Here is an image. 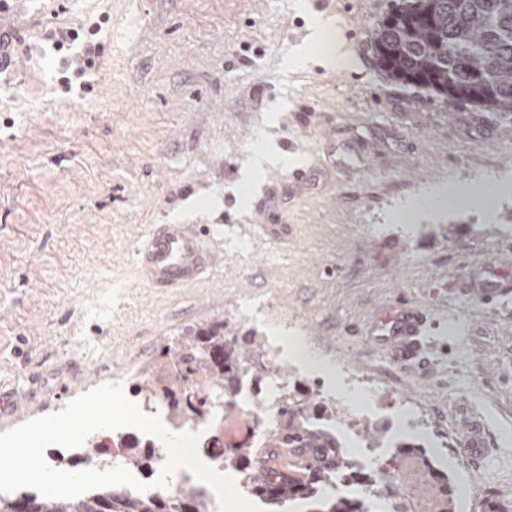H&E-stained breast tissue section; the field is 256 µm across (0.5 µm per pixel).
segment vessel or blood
Here are the masks:
<instances>
[{
  "label": "vessel or blood",
  "mask_w": 512,
  "mask_h": 512,
  "mask_svg": "<svg viewBox=\"0 0 512 512\" xmlns=\"http://www.w3.org/2000/svg\"><path fill=\"white\" fill-rule=\"evenodd\" d=\"M217 257L203 243L200 235L186 224H163L136 250V267L140 279L154 288H187L200 282L216 265ZM495 275L470 282L475 300L493 305L512 295V274L507 273V259H498ZM429 312L404 298L373 309L363 320L365 336L387 350L392 362L411 370L429 352L424 328ZM460 437L457 454L463 461L476 464L488 453V435L483 424L459 407ZM311 449L288 445L274 449L262 461L263 466L288 472L294 479L305 476Z\"/></svg>",
  "instance_id": "1"
}]
</instances>
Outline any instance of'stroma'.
I'll return each mask as SVG.
<instances>
[{
	"mask_svg": "<svg viewBox=\"0 0 512 512\" xmlns=\"http://www.w3.org/2000/svg\"><path fill=\"white\" fill-rule=\"evenodd\" d=\"M23 0L0 67V432L64 408L103 383L143 403L163 371L161 347L191 326L222 321L272 335L298 320L308 349L341 384L310 369L292 392L339 403L390 389L400 415L381 443L416 445L452 478L454 512H512V299L486 307L456 293L432 315L447 346L411 374L363 336L371 307L426 304L434 276L464 280L512 252L498 216L419 213L421 231L392 215L430 186L512 169V113L489 112L393 82L372 37L392 0ZM332 17L361 61L290 72L311 15ZM74 28L99 43V65L71 76L70 51L49 34ZM288 156L250 188L258 144ZM307 173L292 176L294 169ZM208 224L220 261L199 284L150 288L133 252L162 224ZM273 312L248 322L242 304ZM482 418L490 453L471 468L456 453L457 406ZM477 496H469V488Z\"/></svg>",
	"mask_w": 512,
	"mask_h": 512,
	"instance_id": "obj_1",
	"label": "stroma"
}]
</instances>
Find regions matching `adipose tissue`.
Masks as SVG:
<instances>
[{"mask_svg": "<svg viewBox=\"0 0 512 512\" xmlns=\"http://www.w3.org/2000/svg\"><path fill=\"white\" fill-rule=\"evenodd\" d=\"M335 23L332 19L316 17L309 28L303 46L284 61L285 68L298 69L307 66L311 59H319L328 69L351 71L359 67L360 61L354 52L341 40L335 39ZM458 202L489 208L490 199L484 188L471 185L448 184L429 196L404 201L398 208V215H406L424 206H438L444 202ZM164 436L173 447V461L165 474L167 481H177L182 475H190L198 485L214 495L224 493V476L215 471L206 457L193 449V440L184 431H165Z\"/></svg>", "mask_w": 512, "mask_h": 512, "instance_id": "1", "label": "adipose tissue"}]
</instances>
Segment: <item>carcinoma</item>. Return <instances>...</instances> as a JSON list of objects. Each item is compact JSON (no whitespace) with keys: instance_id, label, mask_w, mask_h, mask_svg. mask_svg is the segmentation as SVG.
<instances>
[{"instance_id":"obj_1","label":"carcinoma","mask_w":512,"mask_h":512,"mask_svg":"<svg viewBox=\"0 0 512 512\" xmlns=\"http://www.w3.org/2000/svg\"><path fill=\"white\" fill-rule=\"evenodd\" d=\"M377 66L396 82L430 89L447 95L448 87L461 92L460 100L494 112H512V0H396L378 22L373 36ZM186 345L165 346L161 356L174 358L179 368L177 384L167 391L172 413L194 422L207 413L212 403L182 387L194 375L208 378L214 390H237L240 377L270 370L252 347V331L244 333L217 322L192 329ZM308 407L293 396L285 403L288 433H277L267 448L241 444L224 451V464L233 467L267 456L269 449L283 443L303 448H322L313 460L307 479L291 483L276 470L245 466L250 491L268 504L283 506L295 499L315 500L335 473L330 461L344 456L342 444L332 434L309 427ZM121 464L143 470L160 458L153 443L140 447L125 442ZM398 496L393 482L374 480L372 494L341 497L322 503L323 512H402L392 502ZM204 492L193 486L178 488L176 496L164 500L130 489L107 487L75 499H49L36 493L0 497V512H199Z\"/></svg>"}]
</instances>
